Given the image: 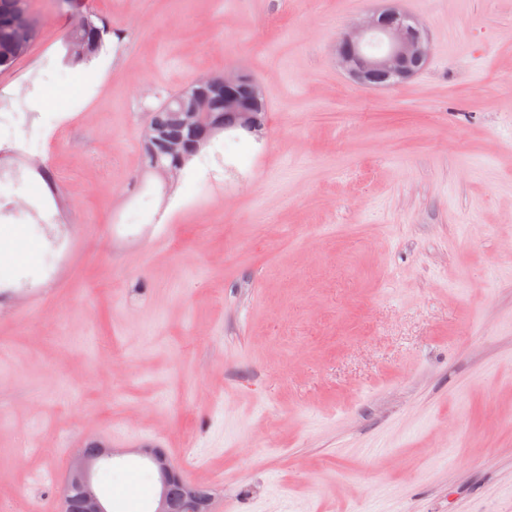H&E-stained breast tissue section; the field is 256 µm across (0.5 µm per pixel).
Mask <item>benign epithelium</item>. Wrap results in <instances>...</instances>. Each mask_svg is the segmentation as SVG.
Masks as SVG:
<instances>
[{
    "label": "benign epithelium",
    "mask_w": 512,
    "mask_h": 512,
    "mask_svg": "<svg viewBox=\"0 0 512 512\" xmlns=\"http://www.w3.org/2000/svg\"><path fill=\"white\" fill-rule=\"evenodd\" d=\"M414 23L416 20L411 15L396 9L370 16L339 38L336 52L341 65L358 84L368 88L374 87L370 80L377 75L388 79L384 83L386 87L413 77L418 70L408 65L409 60L422 67L429 57L427 36L419 34L413 28ZM247 82L248 78L242 72L202 76L194 80L186 121L199 133L200 143H205L224 124L223 116L209 111L210 91L224 94V111L239 124L251 126L255 123L252 104L257 87L244 94L241 89ZM129 453L147 458L156 466L160 492L152 512H216V496L204 493L200 484L188 481L160 449L143 446L129 450L100 443L94 444V451L82 450L71 459L59 512H108L99 495L83 493L76 496L72 490L92 483L97 465Z\"/></svg>",
    "instance_id": "7a95c632"
}]
</instances>
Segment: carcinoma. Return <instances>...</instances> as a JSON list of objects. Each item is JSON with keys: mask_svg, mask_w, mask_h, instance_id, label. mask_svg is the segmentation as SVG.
Here are the masks:
<instances>
[{"mask_svg": "<svg viewBox=\"0 0 512 512\" xmlns=\"http://www.w3.org/2000/svg\"><path fill=\"white\" fill-rule=\"evenodd\" d=\"M30 0H0V71L10 69L28 51L35 40L38 28L20 20V12L29 9ZM105 29L94 22L71 29V42L77 51L68 60L74 64L90 61L103 46ZM178 95L170 96L161 106L152 111V124L144 131V147L147 157L146 169L155 174L161 169L184 167L199 151L191 148L180 155L166 151L172 140H189V127L184 123L185 112L177 101ZM257 121L254 127L241 126L228 121L227 130L260 137L266 127L267 112L263 94H258Z\"/></svg>", "mask_w": 512, "mask_h": 512, "instance_id": "cac0c4a2", "label": "carcinoma"}]
</instances>
